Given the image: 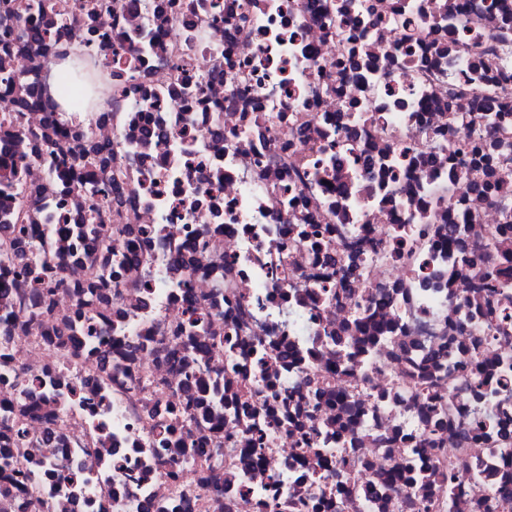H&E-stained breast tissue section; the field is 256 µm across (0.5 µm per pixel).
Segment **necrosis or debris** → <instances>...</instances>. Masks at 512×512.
Here are the masks:
<instances>
[{
	"instance_id": "obj_1",
	"label": "necrosis or debris",
	"mask_w": 512,
	"mask_h": 512,
	"mask_svg": "<svg viewBox=\"0 0 512 512\" xmlns=\"http://www.w3.org/2000/svg\"><path fill=\"white\" fill-rule=\"evenodd\" d=\"M81 2L49 46L12 43L33 103L0 82V156H23L27 223L46 234L82 215L142 261L113 264L93 342L77 255L42 259L57 288L33 322L0 319V448L21 426L23 462L44 464L0 512H270L299 497L308 512H512L497 491L512 483V322L488 328L481 288L512 162L485 171L490 191L472 184L475 157L512 139V43L489 15L464 0ZM94 28L110 34L91 52L112 98L69 121L81 150L63 155L43 139L62 115L53 77ZM476 42L499 55L477 77ZM488 93L502 112L449 124ZM99 153L129 180L91 166ZM192 304L215 339L194 354L172 340ZM346 327L347 348L328 343ZM192 369L220 379L211 420L169 414ZM258 412L278 425L252 452ZM165 427L189 454L159 443Z\"/></svg>"
}]
</instances>
